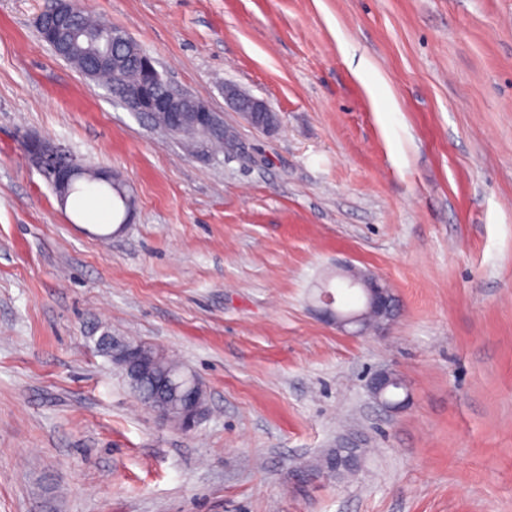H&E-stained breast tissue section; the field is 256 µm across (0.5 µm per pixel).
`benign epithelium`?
I'll return each mask as SVG.
<instances>
[{"instance_id":"obj_1","label":"benign epithelium","mask_w":512,"mask_h":512,"mask_svg":"<svg viewBox=\"0 0 512 512\" xmlns=\"http://www.w3.org/2000/svg\"><path fill=\"white\" fill-rule=\"evenodd\" d=\"M76 4L77 0H56L53 12L38 18L39 27L45 30L60 56L80 35V11ZM145 83V89L114 88L112 99L146 118L161 131L190 123L198 127L208 140L224 133L219 114L201 96L175 84L171 85L167 96L151 92L155 86L168 83L151 57L146 62ZM224 98L254 127L270 130L278 122L277 114L266 102L233 84L224 85ZM25 147L31 162L57 187L58 193H64L72 182L83 176L82 165L48 139L29 137ZM337 277L340 278L337 287L357 292L361 305L351 312L337 308L335 304L339 303V296L324 287L317 298L323 318L352 336L383 329L396 320L398 300L382 278L350 266L344 267ZM105 346L112 362L121 369L132 389H141L148 382L154 386L155 392L145 396L143 402L164 420L191 430L206 414V392L198 378L192 374L185 376L183 382L188 389L180 390L178 385L170 382L168 372L160 366L163 354L149 356L132 344L114 349L110 338L105 339ZM366 387L373 399L391 413L400 412L411 402L409 386L392 370L374 371L367 378ZM362 458V448L339 444L326 455L315 474L332 478L353 473L359 468Z\"/></svg>"}]
</instances>
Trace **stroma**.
Masks as SVG:
<instances>
[{
  "instance_id": "obj_1",
  "label": "stroma",
  "mask_w": 512,
  "mask_h": 512,
  "mask_svg": "<svg viewBox=\"0 0 512 512\" xmlns=\"http://www.w3.org/2000/svg\"><path fill=\"white\" fill-rule=\"evenodd\" d=\"M44 5L0 0V512H512V0H84L221 115L215 156L56 58ZM30 135L118 174L129 224H80ZM340 263L393 288L386 333L313 310ZM103 336L193 370L205 417L147 409ZM340 437L360 471L297 485ZM224 98L254 127L270 130L278 122L276 112L266 102L242 91L236 85L225 84ZM366 387L373 399L385 410L398 413L411 402V392L405 380L389 369H379L369 375ZM398 391L394 393V389Z\"/></svg>"
}]
</instances>
